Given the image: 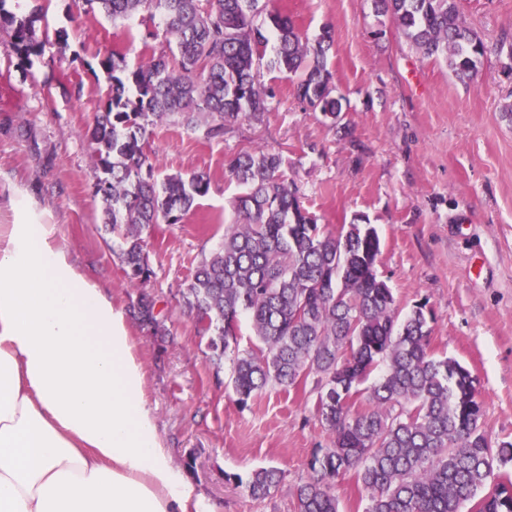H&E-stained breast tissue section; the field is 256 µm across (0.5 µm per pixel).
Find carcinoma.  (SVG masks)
Wrapping results in <instances>:
<instances>
[{
    "label": "carcinoma",
    "mask_w": 512,
    "mask_h": 512,
    "mask_svg": "<svg viewBox=\"0 0 512 512\" xmlns=\"http://www.w3.org/2000/svg\"><path fill=\"white\" fill-rule=\"evenodd\" d=\"M426 57L443 59L459 80L470 79L487 53L459 17V0H373ZM112 20L145 8L162 30L145 39L175 44L177 53L151 57L133 71L114 51L99 60L111 81L104 111L91 132L94 195L104 203L129 286L151 278L144 233L178 224L210 189L193 172L153 177L146 150L154 127L204 125L208 140L240 119L263 121L272 92L260 80L269 42L270 67L294 83L296 97L331 122L343 107L332 96L327 69L333 46L326 28L311 40L287 13L267 0H82ZM0 0L4 48L30 59L50 43L39 17H18ZM279 153L258 149L228 158L229 177L247 187L235 203L237 220L224 228L218 250L203 258L181 292L185 310L208 321L211 360L231 363L240 409L265 387H311L315 419L327 435L294 487L292 512H340L336 483L354 479L366 492L365 512H512V441H494L483 424L476 378L458 360L431 348V312L417 302L402 314L393 289L377 270L379 235L371 224H344L333 233L302 205L286 181ZM141 326L165 332L166 313L139 293ZM247 319L258 345L238 343ZM284 479L260 467L226 480L264 500Z\"/></svg>",
    "instance_id": "carcinoma-1"
}]
</instances>
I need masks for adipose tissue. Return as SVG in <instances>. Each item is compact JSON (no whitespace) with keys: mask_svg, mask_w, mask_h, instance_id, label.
<instances>
[{"mask_svg":"<svg viewBox=\"0 0 512 512\" xmlns=\"http://www.w3.org/2000/svg\"><path fill=\"white\" fill-rule=\"evenodd\" d=\"M0 225V512H211L174 466L126 312L48 240Z\"/></svg>","mask_w":512,"mask_h":512,"instance_id":"1","label":"adipose tissue"}]
</instances>
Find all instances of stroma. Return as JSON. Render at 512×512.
I'll use <instances>...</instances> for the list:
<instances>
[{
    "label": "stroma",
    "mask_w": 512,
    "mask_h": 512,
    "mask_svg": "<svg viewBox=\"0 0 512 512\" xmlns=\"http://www.w3.org/2000/svg\"><path fill=\"white\" fill-rule=\"evenodd\" d=\"M308 36L333 29L328 61L338 122L301 103L283 74L262 70L271 88L262 123L239 121L207 140L178 123L157 126L148 149L160 175L207 172L208 194L178 224H157L146 236L153 275L143 290L167 309L168 334L131 323L146 371V394L176 464L194 458L190 478L215 512H291L294 485L326 435L314 397L264 390L252 409L233 400L229 366H215L207 340L182 305L181 291L197 264L235 220L241 188L225 172L229 157L267 148L282 156L306 209L330 229L374 225L382 242L378 270L400 310L427 301L431 345L458 359L477 379L484 425L512 440V0H462V21L488 53L477 75L462 82L445 63L424 57L392 24H381L372 0H274ZM20 16L40 11L49 32L68 46H47L27 61L0 46V224L13 223L10 197L28 193L67 245L84 275L129 308L128 288L92 194L95 155L90 133L110 82L99 67L118 51L128 68L148 58L147 11L113 22L74 0H9ZM53 83H46L47 75ZM261 466L285 474L275 494L251 498L225 482Z\"/></svg>",
    "instance_id": "obj_1"
}]
</instances>
